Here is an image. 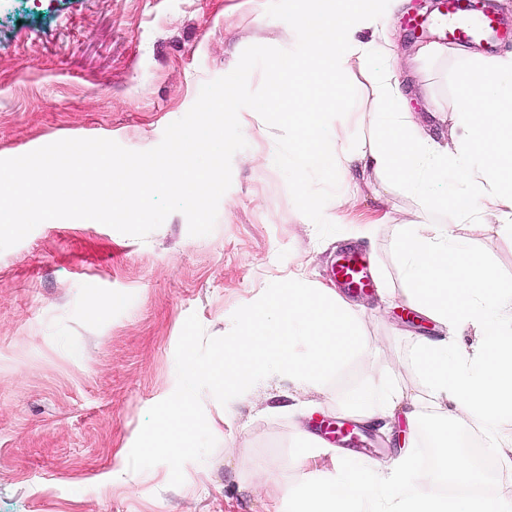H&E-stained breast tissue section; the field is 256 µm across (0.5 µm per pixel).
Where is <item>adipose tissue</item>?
<instances>
[{"label":"adipose tissue","mask_w":512,"mask_h":512,"mask_svg":"<svg viewBox=\"0 0 512 512\" xmlns=\"http://www.w3.org/2000/svg\"><path fill=\"white\" fill-rule=\"evenodd\" d=\"M387 8V0H306L295 50L270 64L271 90L262 104L293 138L290 166L329 172L361 158L384 180L432 199L435 208H451L459 222L495 224L512 234V53L479 58L477 70L460 73L455 142L425 137L387 77L374 89L375 136L349 149L336 146L327 120L340 101L317 87L339 85L351 60L374 53L358 32ZM449 170L463 173L462 182L450 199L431 198L432 182ZM394 251L404 287L381 288L382 300L405 297L446 330L414 352L429 400L459 412L460 423L479 426L494 450L511 448L512 336L503 332L502 318L512 313V281L500 278L456 224L398 225ZM467 330L478 338L468 350L454 342Z\"/></svg>","instance_id":"adipose-tissue-1"}]
</instances>
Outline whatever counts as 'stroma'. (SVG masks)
<instances>
[{
	"instance_id": "1",
	"label": "stroma",
	"mask_w": 512,
	"mask_h": 512,
	"mask_svg": "<svg viewBox=\"0 0 512 512\" xmlns=\"http://www.w3.org/2000/svg\"><path fill=\"white\" fill-rule=\"evenodd\" d=\"M302 0H0V159L61 139L104 138L130 150L157 146L183 117L201 86L230 73L251 45L291 48L288 23ZM416 11L427 38L409 42L401 19ZM445 22L429 0H404L384 27L363 39L389 41L405 64L399 89L430 137L449 139L459 100L458 77L474 55L512 51V38L450 44L439 58L420 47L443 40ZM379 61H352L331 126L350 140L372 133ZM248 143L232 159V185L211 234L195 237L186 217L170 214L146 239L103 224L62 219L41 224L0 251V512H269L286 503L306 469L290 444L303 411L348 415L345 396L359 385L400 386L399 418L370 421L355 447L333 444L317 463L351 457L387 461L413 450L417 424L404 417L423 389L411 355L441 327L406 300L381 306L378 293L350 301L381 313L362 317L365 350L337 382L304 392L273 378L236 407L202 461L184 466L170 486L167 465L128 469L147 410L176 385L175 349L189 314L205 332L223 335L233 312L255 302L274 281L304 269L334 285L337 254L356 249L372 276L400 288L392 253L397 225L454 224L512 280V235L462 224L416 194L353 165L340 183L356 190L343 206L341 230L319 238L304 223L284 175L267 162L278 130L260 116L241 126ZM373 222L367 237L351 230ZM95 292L96 301L86 299ZM122 305L110 302L111 296Z\"/></svg>"
}]
</instances>
